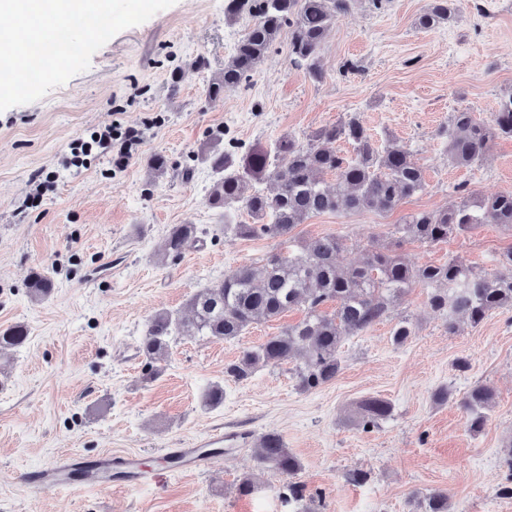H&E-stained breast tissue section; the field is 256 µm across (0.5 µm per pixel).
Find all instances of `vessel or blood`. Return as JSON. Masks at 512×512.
<instances>
[{
  "mask_svg": "<svg viewBox=\"0 0 512 512\" xmlns=\"http://www.w3.org/2000/svg\"><path fill=\"white\" fill-rule=\"evenodd\" d=\"M224 444L223 432L207 434L201 441H191L183 448H167L162 452L163 459L175 460L180 472L200 473L211 468L214 453ZM114 472L121 485L135 487L154 484L162 476L161 471L143 466L138 455L109 453L95 458L63 456L49 465L26 472L23 480L32 488L45 491L56 488L85 490L101 486L104 474Z\"/></svg>",
  "mask_w": 512,
  "mask_h": 512,
  "instance_id": "1",
  "label": "vessel or blood"
}]
</instances>
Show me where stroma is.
<instances>
[{"instance_id": "stroma-1", "label": "stroma", "mask_w": 512, "mask_h": 512, "mask_svg": "<svg viewBox=\"0 0 512 512\" xmlns=\"http://www.w3.org/2000/svg\"><path fill=\"white\" fill-rule=\"evenodd\" d=\"M227 3L177 0L112 37L88 70L0 112V330L28 331L22 346L0 354V512H290L292 481L304 486L308 512H415L435 491L447 493L448 512H512V497L500 493L512 454V309L476 326L460 320L452 332L429 289L415 285L381 322L344 339L339 374L315 390H302L288 364L243 382L224 372L243 348L299 322V309L234 340L174 334L160 374L149 377L140 345L155 312L185 314L192 295L225 272L303 241L342 237L344 266L359 265L372 243L415 266L458 258L491 276L512 247V233L496 224L434 245L399 232L406 215L446 210L463 194L512 192L511 137L459 168L438 135L460 110L491 124L512 95V0H453L449 21L430 30L417 25L430 0H351L318 50L320 77L290 64L283 35L247 84L214 98L211 83L252 22L228 17ZM202 56L208 68L194 70ZM350 114L376 146L411 149L421 191L386 212L312 216L285 238L225 232L223 210L207 203L208 144L239 158L285 136L308 143ZM111 123L142 132L121 170L81 149ZM157 156L164 172L151 167ZM175 224L196 225L198 240L173 260L162 248ZM36 271L54 283L47 299L30 294ZM403 318L414 332L397 345L392 330ZM478 384L495 397L475 432L462 399ZM213 385L224 400L210 406ZM442 390L447 399H438ZM368 397L392 412L366 429L358 417ZM212 429L248 444L198 475L171 471L155 486L79 492H38L22 479L63 452H133L154 467L161 449ZM270 432L300 460L295 477L257 463L254 450ZM352 470L366 481L347 482Z\"/></svg>"}]
</instances>
